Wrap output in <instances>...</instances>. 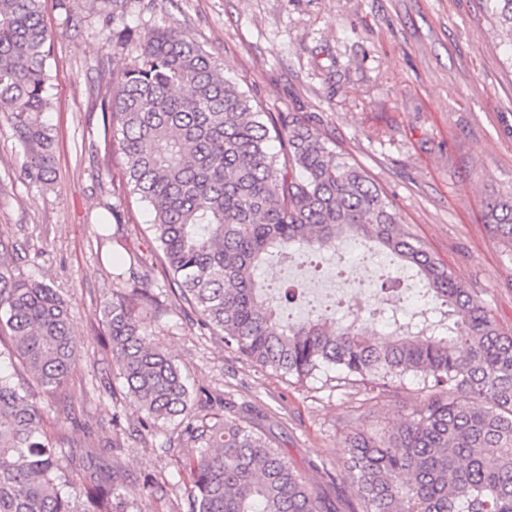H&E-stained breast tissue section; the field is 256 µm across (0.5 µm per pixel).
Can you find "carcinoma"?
<instances>
[{"label": "carcinoma", "mask_w": 512, "mask_h": 512, "mask_svg": "<svg viewBox=\"0 0 512 512\" xmlns=\"http://www.w3.org/2000/svg\"><path fill=\"white\" fill-rule=\"evenodd\" d=\"M109 39L130 29L128 0H102ZM512 46V0H481ZM51 32L42 0H0V112L22 143L24 173L55 174L47 60ZM104 125L124 159L129 193L147 205L171 292L200 325L263 369L298 381L334 367L379 395L407 373L428 393L395 431H360L350 455L327 473L350 483L351 512H512V334L400 224L391 197L309 120L264 112L183 31L156 30L132 65L112 78ZM277 140L280 151L271 150ZM484 223L512 245V198L486 200ZM368 241L418 278L419 305L388 309L390 334L373 338L358 304L342 321L313 308L280 318L256 271L274 255L315 256ZM0 238V335L11 340L31 384L0 358V512H121L122 475L91 451L59 455L33 388L66 390L79 356L64 300L24 277ZM112 299L103 308L122 392L143 426L179 419L189 447L188 512H339L315 493L288 456L232 413L209 412L174 356L147 344L140 309L158 304L146 260L112 258Z\"/></svg>", "instance_id": "carcinoma-1"}]
</instances>
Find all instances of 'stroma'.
<instances>
[{"mask_svg":"<svg viewBox=\"0 0 512 512\" xmlns=\"http://www.w3.org/2000/svg\"><path fill=\"white\" fill-rule=\"evenodd\" d=\"M43 2L54 35L46 121L55 179L29 182L24 148L0 112V237L19 247L23 276L65 300L82 344L66 395L39 399L44 428L123 473L129 512H185L190 490L179 449L166 447L180 428L143 429L113 377L102 314L112 251L151 261L155 247L151 216L128 196L103 121L113 74L153 30L187 31L263 111L316 121L388 192L403 228L512 333V249L482 220L487 199L512 197V64L479 0H130L135 36L109 41L97 0ZM101 216L119 226L117 238L99 241ZM148 271L159 301L141 314L150 345L175 356L195 388L249 406L315 490L352 502L351 485L330 483L326 465L347 454L355 430L381 434L403 422L423 398L417 377L374 397L322 372L301 383L261 369L180 308L160 264ZM152 480L168 484L167 497L143 496Z\"/></svg>","mask_w":512,"mask_h":512,"instance_id":"35a3bbf8","label":"stroma"}]
</instances>
